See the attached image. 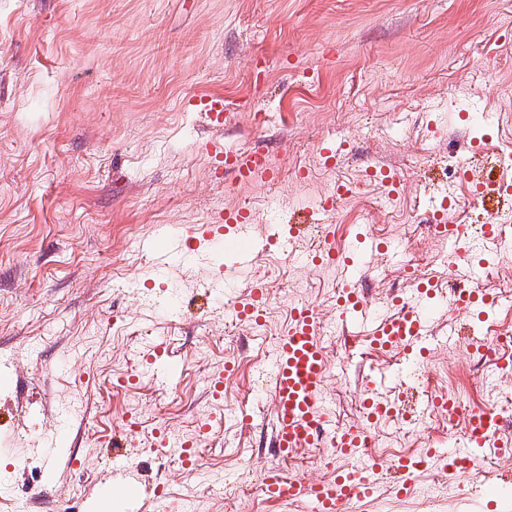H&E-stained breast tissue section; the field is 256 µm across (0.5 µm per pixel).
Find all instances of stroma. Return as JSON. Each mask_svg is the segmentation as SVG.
Listing matches in <instances>:
<instances>
[{
	"mask_svg": "<svg viewBox=\"0 0 512 512\" xmlns=\"http://www.w3.org/2000/svg\"><path fill=\"white\" fill-rule=\"evenodd\" d=\"M507 28L512 0H0V362L15 373L13 390L0 391V512H86L130 410L140 423L132 464L146 484L165 472L170 496L146 497L143 512L175 510L184 498L196 512H308L243 492L278 463L268 448L272 398L257 371L287 322L291 290L301 289L335 339L331 416L361 424L377 357L347 348L336 283L271 249L209 299L207 257L166 263L148 244L238 207L250 209L254 235L268 238L315 192L374 166L399 174L401 196L362 187L329 219L336 245L360 234L393 243L395 255H369L354 278L371 313L408 287L401 271L412 256L447 277L449 251L472 246L430 238L423 201L444 177L425 157L485 134L512 152ZM208 94L223 95L226 127L188 107ZM463 112L490 113L493 125H466ZM327 142L345 147L330 168L320 155ZM252 150L265 152L275 180L225 173L223 152ZM255 279L269 290L264 333L232 310ZM436 331L449 341L433 351L435 388L464 410L488 407L489 369L469 347L493 336L451 305ZM156 342L181 364L171 387L144 377L114 388ZM228 361L237 371L213 400L208 380ZM72 407L70 450L80 464L49 485L50 461L35 443ZM246 415L252 427L242 425ZM205 419L197 471L171 450L153 451L157 424L179 438L198 434ZM372 435L385 461L463 439L438 431L419 403ZM479 468L451 481L429 469L409 497L353 512H482L479 478L512 472V459Z\"/></svg>",
	"mask_w": 512,
	"mask_h": 512,
	"instance_id": "35a3bbf8",
	"label": "stroma"
}]
</instances>
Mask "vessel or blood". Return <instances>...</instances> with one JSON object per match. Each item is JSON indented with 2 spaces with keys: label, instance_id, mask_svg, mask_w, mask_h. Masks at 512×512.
I'll use <instances>...</instances> for the list:
<instances>
[{
  "label": "vessel or blood",
  "instance_id": "b4317fda",
  "mask_svg": "<svg viewBox=\"0 0 512 512\" xmlns=\"http://www.w3.org/2000/svg\"><path fill=\"white\" fill-rule=\"evenodd\" d=\"M190 105L202 112L209 125L220 126L230 120L224 108V98L210 94L191 100ZM224 168L236 178L255 175L271 177L272 172L264 153L228 154ZM474 189L487 212H495L505 199L512 197V181L501 179L488 182L474 178ZM427 208L437 222L436 230L443 237L457 240L465 232L464 225L447 221V199L442 195L429 198ZM302 225L292 224L283 237H271L259 242L251 231L248 216L242 213L225 214L223 223L207 224L168 236L161 246L165 255L183 259L206 253L219 260L216 276L208 285L212 297L222 296L224 282L247 265L264 247L295 253ZM323 240L308 251L313 263L336 267L342 273L359 271V260L337 249L330 227H323ZM465 265L469 286L462 290L455 306L464 316L483 317L501 308V298L486 296L480 280L489 266L488 261L466 262L464 256L449 255V268ZM434 280L425 278L415 287L405 289L395 298L393 312L382 318L371 317L364 295L358 288L346 286L338 289L336 305L342 319L358 328L360 336L370 339L378 349L410 359L424 354L431 342L433 325L432 307L440 296ZM268 292L257 282L243 293L234 305L239 320L255 322L261 317ZM180 365L167 353L164 344H156L146 360V373L152 382L165 386L175 379ZM328 376V360L323 345V324L316 308L309 303L291 307L288 321L278 341L269 366L260 373L272 392L273 433L269 446L275 457L288 458L314 446L324 434H331L337 452L346 463L337 467L327 480L312 483L295 476H284L276 468H268L262 480L265 496L280 504H304L309 512H344L347 505L378 499L382 495L403 497L410 493L413 481L422 471L437 468L450 475L470 468L489 457L505 455L504 446L498 445L499 427L494 415L477 411L467 419L468 430L461 445L452 448H428L418 454H406L392 460L395 477L381 483L379 476L383 464L369 455L370 446L366 427H346L331 430L323 394ZM407 378L399 365L384 362L373 368L367 383L363 408L367 424L388 419L392 402L381 395L383 386L399 389ZM66 429L57 430L49 439L40 442V449L52 460L54 468H74L78 460L66 451ZM129 444L128 437L113 440L115 452L106 475L101 480L105 489L117 488L121 497L119 512H135L141 503L143 490L136 468L123 459L120 450Z\"/></svg>",
  "mask_w": 512,
  "mask_h": 512
}]
</instances>
